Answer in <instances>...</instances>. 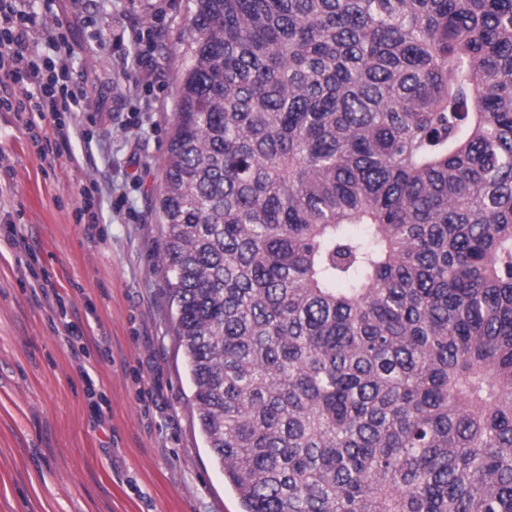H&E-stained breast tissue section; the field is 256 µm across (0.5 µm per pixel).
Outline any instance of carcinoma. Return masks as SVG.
I'll return each mask as SVG.
<instances>
[{
    "label": "carcinoma",
    "instance_id": "obj_1",
    "mask_svg": "<svg viewBox=\"0 0 512 512\" xmlns=\"http://www.w3.org/2000/svg\"><path fill=\"white\" fill-rule=\"evenodd\" d=\"M158 207L241 512H512V0H192Z\"/></svg>",
    "mask_w": 512,
    "mask_h": 512
}]
</instances>
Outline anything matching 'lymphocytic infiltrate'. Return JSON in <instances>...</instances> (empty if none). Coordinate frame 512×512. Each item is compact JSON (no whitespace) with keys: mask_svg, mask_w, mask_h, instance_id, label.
Here are the masks:
<instances>
[{"mask_svg":"<svg viewBox=\"0 0 512 512\" xmlns=\"http://www.w3.org/2000/svg\"><path fill=\"white\" fill-rule=\"evenodd\" d=\"M69 42L59 25L44 22L29 0H0V112L13 113L38 147L46 165L72 155L79 130L69 129L59 116L90 112L98 105L73 80L68 64ZM52 129H45L46 117Z\"/></svg>","mask_w":512,"mask_h":512,"instance_id":"1","label":"lymphocytic infiltrate"}]
</instances>
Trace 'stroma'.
<instances>
[{"mask_svg":"<svg viewBox=\"0 0 512 512\" xmlns=\"http://www.w3.org/2000/svg\"><path fill=\"white\" fill-rule=\"evenodd\" d=\"M63 25L71 67L108 112L67 115L85 136L76 160L46 167L23 126L0 112V512H240L204 446L159 264L158 199L174 110L178 35L189 0H31ZM151 31L153 55L132 37ZM96 184L98 221L76 223ZM50 277L82 340L36 289Z\"/></svg>","mask_w":512,"mask_h":512,"instance_id":"1","label":"stroma"}]
</instances>
